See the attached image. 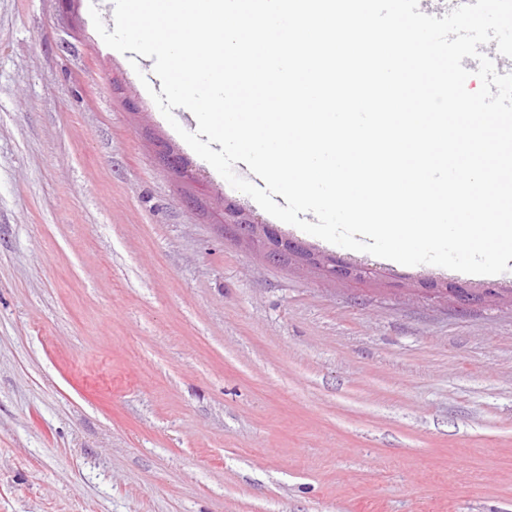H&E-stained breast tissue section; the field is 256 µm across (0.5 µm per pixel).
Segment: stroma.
<instances>
[{
    "mask_svg": "<svg viewBox=\"0 0 512 512\" xmlns=\"http://www.w3.org/2000/svg\"><path fill=\"white\" fill-rule=\"evenodd\" d=\"M93 6L113 27L110 0H0V512H512V274L281 224L368 267L357 283L237 242L217 196L271 215L180 137L189 110L166 121L153 59L106 46Z\"/></svg>",
    "mask_w": 512,
    "mask_h": 512,
    "instance_id": "obj_1",
    "label": "stroma"
}]
</instances>
